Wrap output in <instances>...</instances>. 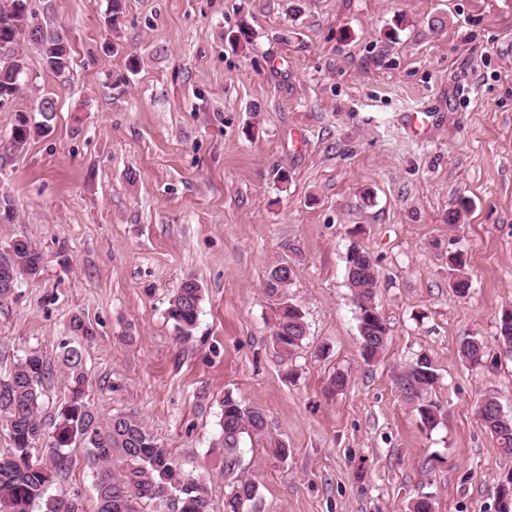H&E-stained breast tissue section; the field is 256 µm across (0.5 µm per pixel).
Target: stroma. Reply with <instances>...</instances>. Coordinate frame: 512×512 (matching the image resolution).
Returning <instances> with one entry per match:
<instances>
[{"label": "stroma", "mask_w": 512, "mask_h": 512, "mask_svg": "<svg viewBox=\"0 0 512 512\" xmlns=\"http://www.w3.org/2000/svg\"><path fill=\"white\" fill-rule=\"evenodd\" d=\"M33 6L71 65L45 72L25 46L34 81L0 112L2 142L17 112L56 106L24 152L0 150L19 214L0 237L45 255L0 302V376L41 354L45 433L69 394L59 353L77 315L91 404L138 413L216 512L237 476L258 482L260 512H410L423 496L434 512H496L512 457L476 404L488 391L512 415V353L496 342L512 306V0H125L114 30L107 0ZM242 23L249 41L229 43ZM354 241L389 327L369 363L346 286ZM452 251L469 260L463 297ZM282 264L307 324L288 366L265 288ZM189 276L203 299L184 340L166 311ZM470 336L484 365L458 356ZM423 353L439 376L432 428L399 387ZM229 394L264 410L287 458L247 440L221 471L210 450ZM67 456L53 494L97 512L85 448Z\"/></svg>", "instance_id": "obj_1"}]
</instances>
